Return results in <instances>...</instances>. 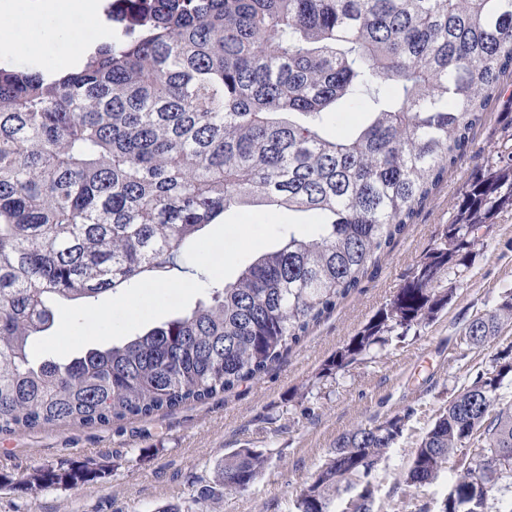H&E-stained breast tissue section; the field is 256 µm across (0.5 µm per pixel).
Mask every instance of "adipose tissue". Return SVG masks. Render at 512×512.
Listing matches in <instances>:
<instances>
[{"label":"adipose tissue","mask_w":512,"mask_h":512,"mask_svg":"<svg viewBox=\"0 0 512 512\" xmlns=\"http://www.w3.org/2000/svg\"><path fill=\"white\" fill-rule=\"evenodd\" d=\"M36 15L44 16V31L49 40L65 42L68 62H76L83 56L86 41L77 30L60 24L53 0H0V32L23 36Z\"/></svg>","instance_id":"ef3b65f1"}]
</instances>
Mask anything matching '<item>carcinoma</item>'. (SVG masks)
I'll return each mask as SVG.
<instances>
[{"mask_svg": "<svg viewBox=\"0 0 512 512\" xmlns=\"http://www.w3.org/2000/svg\"><path fill=\"white\" fill-rule=\"evenodd\" d=\"M109 39L56 73L0 62V433L146 418L255 379L376 269L448 169L473 146L487 103L512 77V0H123ZM368 99L337 129L339 105ZM512 207V151L466 187L443 240L338 356L343 368L386 335L444 308L440 274L466 263L473 230ZM317 213L232 282L207 281L188 313L91 348L31 360L57 311L155 281L228 211ZM512 320V295L475 317L482 346ZM512 353L463 387L407 472L425 484L452 465L442 512H487L512 478ZM405 417L336 438L297 498L369 474ZM481 441L474 456H457ZM266 458H224L199 500L244 492ZM85 466L37 475L77 484Z\"/></svg>", "mask_w": 512, "mask_h": 512, "instance_id": "obj_1", "label": "carcinoma"}]
</instances>
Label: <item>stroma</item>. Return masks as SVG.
I'll use <instances>...</instances> for the list:
<instances>
[{
	"label": "stroma",
	"mask_w": 512,
	"mask_h": 512,
	"mask_svg": "<svg viewBox=\"0 0 512 512\" xmlns=\"http://www.w3.org/2000/svg\"><path fill=\"white\" fill-rule=\"evenodd\" d=\"M475 147L449 170L408 231L385 249L376 272L340 300L298 346L259 378L202 404L91 428L45 427L0 433V512H198L195 498L225 455L242 448L268 460L242 493L228 492L208 512H296L295 501L336 438L358 425L405 418L397 444L368 475L374 512H441L448 472L415 486L406 475L413 455L449 400L497 355L512 349V322L480 347L464 329L478 314L512 294V211L483 231L467 266L442 274L447 305L417 332L389 336L342 369L333 358L386 306L422 264L454 219L467 184L512 145V107L489 103L474 131ZM297 215L257 207L227 212L185 250L165 278L169 292L138 284L103 294L91 306L61 310L37 336L35 359L66 362L90 348L119 344L187 312L207 294L203 280H235L266 251L279 247ZM84 464L93 480L32 486L37 470Z\"/></svg>",
	"instance_id": "stroma-1"
}]
</instances>
